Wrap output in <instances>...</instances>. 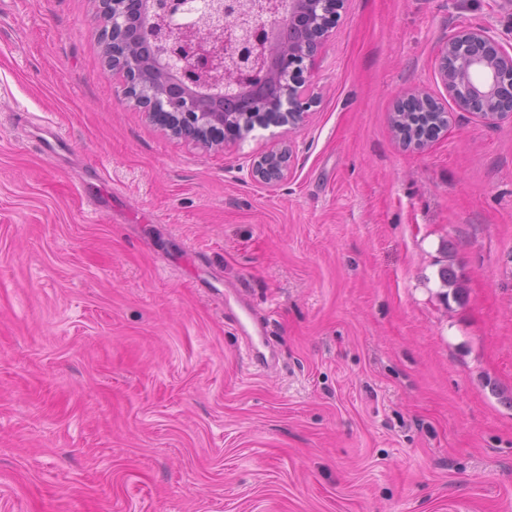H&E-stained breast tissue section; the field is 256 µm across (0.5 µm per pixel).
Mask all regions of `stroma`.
Wrapping results in <instances>:
<instances>
[{"instance_id": "stroma-1", "label": "stroma", "mask_w": 512, "mask_h": 512, "mask_svg": "<svg viewBox=\"0 0 512 512\" xmlns=\"http://www.w3.org/2000/svg\"><path fill=\"white\" fill-rule=\"evenodd\" d=\"M103 25L0 0V512H512V117L436 66L465 27L512 44V0H344L303 125L211 150L122 99ZM414 88L448 113L421 150ZM293 150L290 142L277 149H269L252 156L248 175L264 184L275 186L287 176ZM85 186L90 193V202L93 203L98 210L108 212L112 215V200L108 196V191L101 186L97 173L88 177L85 181Z\"/></svg>"}]
</instances>
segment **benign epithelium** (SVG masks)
<instances>
[{"label":"benign epithelium","mask_w":512,"mask_h":512,"mask_svg":"<svg viewBox=\"0 0 512 512\" xmlns=\"http://www.w3.org/2000/svg\"><path fill=\"white\" fill-rule=\"evenodd\" d=\"M131 0H103L112 43V71L124 79L122 93L145 109L172 136L202 148L227 147L255 127L303 124L309 108L307 77L333 28L343 0H206L205 13L221 33L212 36L190 20L192 0H142L145 24L159 53L140 52L131 27ZM437 71L459 108L487 121L512 90V54L487 27H468L439 50ZM233 78L239 95L219 102ZM406 99L424 109L442 107L420 90ZM291 145L252 156L248 175L275 186L287 176Z\"/></svg>","instance_id":"benign-epithelium-1"}]
</instances>
